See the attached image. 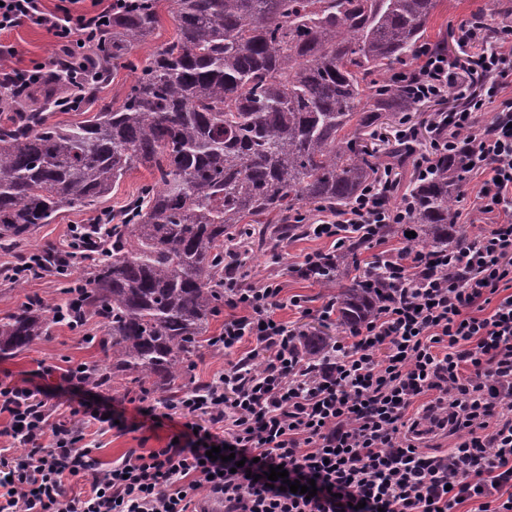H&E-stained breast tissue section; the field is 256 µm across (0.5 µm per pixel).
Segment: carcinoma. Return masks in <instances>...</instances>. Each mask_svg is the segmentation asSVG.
I'll list each match as a JSON object with an SVG mask.
<instances>
[{
    "instance_id": "1",
    "label": "carcinoma",
    "mask_w": 512,
    "mask_h": 512,
    "mask_svg": "<svg viewBox=\"0 0 512 512\" xmlns=\"http://www.w3.org/2000/svg\"><path fill=\"white\" fill-rule=\"evenodd\" d=\"M161 0L112 11L93 52L95 66L75 93L93 115L49 121L46 108L16 91L0 94V243L21 242L63 211H94L130 171L153 183L117 214L99 213L85 248L93 266L80 286L83 313L102 319L104 363L86 381L119 378L126 391L149 393L176 381L224 305V245L239 238L248 259L272 238L307 232L304 209L337 213L370 186L377 171L401 166L402 140L368 148L385 119L417 109L395 66L413 69L427 43L437 0H168L176 36L144 62L133 51L159 26ZM137 72L120 102L98 93L111 72ZM472 157L442 154L410 192L413 243L449 251L467 231L456 223ZM366 241L347 240L336 256L307 270L336 289L339 326L368 321L391 287L343 281ZM37 304L0 319V356L47 332ZM81 313V314H83ZM76 314L75 318H81ZM320 335L299 337L309 356Z\"/></svg>"
}]
</instances>
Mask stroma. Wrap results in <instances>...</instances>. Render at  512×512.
Instances as JSON below:
<instances>
[{"label": "stroma", "mask_w": 512, "mask_h": 512, "mask_svg": "<svg viewBox=\"0 0 512 512\" xmlns=\"http://www.w3.org/2000/svg\"><path fill=\"white\" fill-rule=\"evenodd\" d=\"M483 9L491 10L492 21L512 19V0H440L428 24L429 40L446 39L449 58L458 57L461 24L469 20L473 13ZM7 40L16 44L21 52L20 59L15 62L16 67L21 69L30 68L36 62H48L52 54L49 35L35 26L22 25L9 34ZM88 221L89 215L86 212H63L53 223L39 225L15 249H0V264L15 261L31 251H52L62 243L70 225L85 224ZM329 250V241L297 238L277 249L258 252L249 261L247 271L250 280L271 277L282 284L285 306L277 312L279 319L309 332L338 338L343 336V329L337 328L335 322L320 321L315 315L316 309L326 299V289L294 271L304 254L314 251L326 253ZM62 284V278L46 277L19 287L0 275V319L17 312L34 295L65 301ZM102 333V322L94 315L88 316L84 329L80 331L71 330L64 324H50L46 335L26 349L8 358L0 357V382L24 383L33 388L58 386L62 374L69 367L102 361L103 355L95 342L96 336ZM177 430V425L166 420L159 425H148L136 431L121 432L114 429L104 434L91 427L86 431L85 441L91 448L92 457L107 464L121 460L133 448L164 447Z\"/></svg>", "instance_id": "stroma-1"}]
</instances>
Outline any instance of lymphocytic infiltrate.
<instances>
[{"label":"lymphocytic infiltrate","mask_w":512,"mask_h":512,"mask_svg":"<svg viewBox=\"0 0 512 512\" xmlns=\"http://www.w3.org/2000/svg\"><path fill=\"white\" fill-rule=\"evenodd\" d=\"M120 0H0V33L22 24L43 28L57 58L87 56ZM461 55L417 52L412 75L419 100L437 103L428 147L414 148L413 175L425 177L466 134L464 148L483 174L474 196L477 219L491 229L454 254L414 245L380 250L392 289L375 315L334 341L323 363L299 358L298 328L276 319L282 287L226 276L231 309L214 337L219 351L251 349L210 383L166 402L179 419L177 443L131 450L102 465L84 444L86 430H128L111 398L82 400L60 414L50 391L0 383V512H197L206 502L224 512H512V98L501 96L512 74V23L474 18L461 28ZM494 105L486 125L478 119ZM395 170L377 172L369 189L310 231L340 246L351 236L378 246L379 224H405L410 197L381 207L398 192ZM423 416L456 439L429 455L412 437ZM233 447L234 459H207L209 447ZM289 480H314L317 493L270 487L269 467ZM89 483L70 495L67 480Z\"/></svg>","instance_id":"f902f5d3"}]
</instances>
